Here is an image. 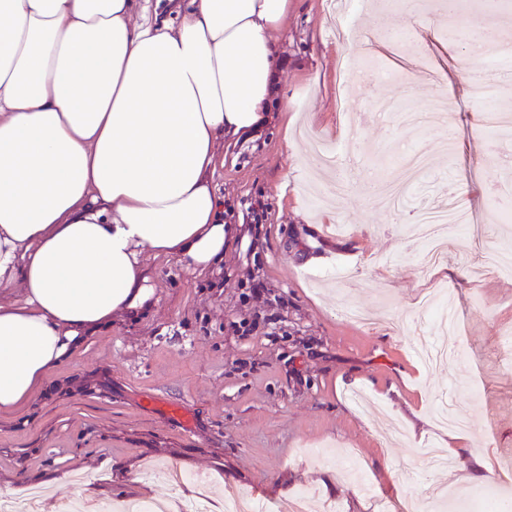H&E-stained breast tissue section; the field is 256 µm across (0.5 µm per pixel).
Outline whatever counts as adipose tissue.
I'll use <instances>...</instances> for the list:
<instances>
[{
    "label": "adipose tissue",
    "instance_id": "ef3b65f1",
    "mask_svg": "<svg viewBox=\"0 0 512 512\" xmlns=\"http://www.w3.org/2000/svg\"><path fill=\"white\" fill-rule=\"evenodd\" d=\"M291 0H0V412L146 301L144 252L224 255L225 136L273 96Z\"/></svg>",
    "mask_w": 512,
    "mask_h": 512
}]
</instances>
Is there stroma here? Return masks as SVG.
<instances>
[{
    "label": "stroma",
    "mask_w": 512,
    "mask_h": 512,
    "mask_svg": "<svg viewBox=\"0 0 512 512\" xmlns=\"http://www.w3.org/2000/svg\"><path fill=\"white\" fill-rule=\"evenodd\" d=\"M329 0H293L278 35L271 120L227 138L214 182L230 215L224 256L193 270L146 254L153 286L136 316L113 315L65 358L19 411L0 414V495L36 512L77 505L106 512L125 501L194 495L213 512L228 493L277 503L309 493L308 512H409L436 486L452 489L446 512L502 493L512 498V276H474L497 242L512 238L498 199L512 195V135L495 136L460 71L483 73L487 56L445 38L448 22L424 23L415 0L390 10L386 34L369 15L347 34L328 20ZM411 34L413 50L390 40ZM378 62L389 79L352 81L347 68ZM441 119L390 123L379 109L405 105ZM346 165L416 148L429 162L424 203L469 209V233L441 270L401 250L410 213L366 193L380 169L367 164L336 187L302 129ZM262 204L261 223L244 214ZM262 282L264 301L251 299ZM453 297L448 336L416 307L436 283ZM187 405L191 426L153 406ZM463 412L465 458L429 468L416 431L436 401ZM490 459V480L468 479L471 459ZM176 468L191 482L172 486Z\"/></svg>",
    "instance_id": "1"
}]
</instances>
